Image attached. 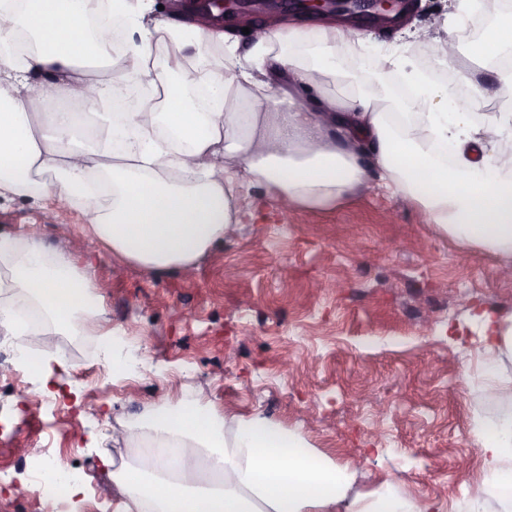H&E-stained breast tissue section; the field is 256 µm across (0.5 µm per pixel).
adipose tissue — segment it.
Returning <instances> with one entry per match:
<instances>
[{
    "instance_id": "ef3b65f1",
    "label": "adipose tissue",
    "mask_w": 512,
    "mask_h": 512,
    "mask_svg": "<svg viewBox=\"0 0 512 512\" xmlns=\"http://www.w3.org/2000/svg\"><path fill=\"white\" fill-rule=\"evenodd\" d=\"M151 0H0V196L79 201L88 231L123 265L182 271L223 240L231 203L247 184L274 200L322 209L371 187L417 201L463 245L512 256V101L484 111L492 91L464 75L471 109L423 88L406 111L379 105L393 86L422 76L393 46L365 62L373 95L337 100L321 90L349 28L328 16L286 18L248 46L234 30L167 20ZM126 27L123 76L148 75L157 95L135 112H107L111 80L94 73L109 55L88 34L92 16ZM173 52L151 60L153 39ZM206 98L205 111L188 96ZM80 97L99 114L98 142L77 147L86 120L62 112ZM22 293L62 330L99 329L104 296L73 256L36 234L0 233V295ZM488 389L512 406V317L481 314ZM121 437L142 456L112 472L115 512H434L382 483L348 500L352 473L305 435L255 412L226 414L195 395L147 403ZM482 473L460 512L488 498L512 512V413L477 429Z\"/></svg>"
}]
</instances>
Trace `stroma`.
I'll list each match as a JSON object with an SVG mask.
<instances>
[{
	"label": "stroma",
	"instance_id": "1",
	"mask_svg": "<svg viewBox=\"0 0 512 512\" xmlns=\"http://www.w3.org/2000/svg\"><path fill=\"white\" fill-rule=\"evenodd\" d=\"M412 2L417 26L434 37L447 13L473 20L459 0ZM363 30L368 41L349 40L323 78L326 94L363 90L361 57L391 45H406L418 64L449 68L456 89L477 60L464 36L449 67L403 26ZM237 219L188 288L175 271L118 266L85 234L78 205L0 197L1 233L70 247L80 270L110 281L103 324L127 336L138 361L137 377L117 384L99 336L48 323L36 336L9 331L0 342V512H43L29 475L48 455L83 475L68 512H114L113 427L163 392L177 399L200 390L227 414L262 411L301 430L316 451L351 462L348 498L389 481L402 496L455 512L479 474L475 428L499 410L479 378L476 317L512 315V279L502 276L512 257L460 245L421 205L378 187L283 215L252 186L240 193ZM336 280L343 291L311 290ZM45 348L58 363L44 385L18 358Z\"/></svg>",
	"mask_w": 512,
	"mask_h": 512
}]
</instances>
